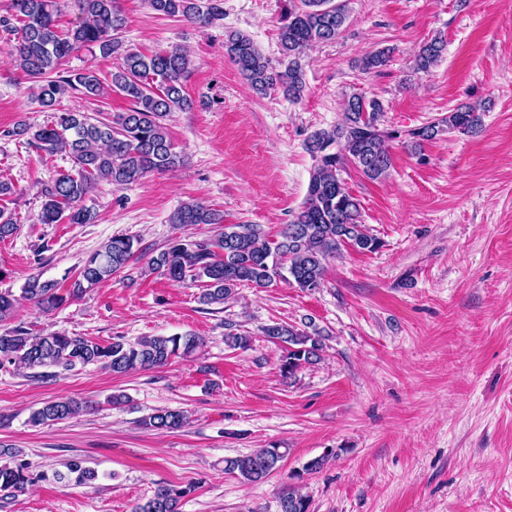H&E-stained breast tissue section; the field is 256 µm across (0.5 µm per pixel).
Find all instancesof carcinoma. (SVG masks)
Returning <instances> with one entry per match:
<instances>
[{
    "label": "carcinoma",
    "instance_id": "carcinoma-1",
    "mask_svg": "<svg viewBox=\"0 0 512 512\" xmlns=\"http://www.w3.org/2000/svg\"><path fill=\"white\" fill-rule=\"evenodd\" d=\"M347 0H288V12L279 27L278 65L240 31L228 33L224 49L252 91L263 95L277 88L297 101L305 88L304 56L317 43L336 40L347 19ZM80 17L65 29L59 27L60 0H9L0 16V30L13 37L11 51L17 66L35 83L34 97L55 120L35 128L21 122L0 132L5 137H29L30 144L48 155L65 152L72 171L59 174L41 189L45 201L39 214L42 224H90L94 212L82 204L93 184L106 181L116 187L131 185L151 172L177 166L180 155L170 140L165 120L176 110H190L194 102L185 93L190 74L188 55L174 47L146 55L128 48L121 40L126 17L117 0H75ZM152 10L166 17H180L208 26L222 19V0H149ZM440 36L423 43L414 58V68L427 72L446 51ZM86 49L103 58L117 60L112 70L111 91L130 102L129 108L112 118L92 119L83 112L57 110L65 96L102 97L105 88L92 70L63 74L59 62L72 52ZM390 60V52L379 50L359 61L370 72ZM383 108L375 98L353 93L345 99L341 118L329 130L314 132L305 149L314 161L309 187L300 211L284 225L278 237L269 238L256 224H226L224 213L200 202H186L171 216L170 223L183 225L222 224L224 229L208 241L175 239L150 258L147 272H158L175 282L205 281L201 301L222 304L237 285L248 283L267 288L279 279L303 291L321 287L329 259L351 247L374 252L381 241L361 220V203L340 177L343 165L351 163L369 180H381L392 167L389 142L403 136L411 146L421 147L443 131L473 134L482 126L480 109L459 105L434 122L407 131L381 128ZM134 238L112 237L80 268L67 293L58 283L31 276L22 288L23 297L44 311L65 302L124 270L134 259ZM18 299L11 290L0 291V321L10 319ZM272 342L285 349L280 370L291 378L306 365L321 359L323 336L308 333L288 323L274 322L262 329ZM201 345L199 337L185 334L143 336L134 342L118 338L107 345L85 336L65 333L32 335L16 328L0 333V367L26 369L99 365L114 374L162 367L178 356H189ZM75 399L45 402L34 410L33 426L70 419L83 411ZM148 429L166 432L183 428L189 417L179 409H158L142 420ZM287 450L260 448L247 455L224 458V472L256 483L277 470ZM336 456L330 448L308 461L293 478L319 472ZM67 472H54L59 482L92 483L95 469L72 460ZM41 475L30 473L17 448H0V490L21 491ZM192 487L159 485L152 496L135 503L132 512H179L180 502ZM281 512H310L309 498L295 487L280 497Z\"/></svg>",
    "mask_w": 512,
    "mask_h": 512
}]
</instances>
